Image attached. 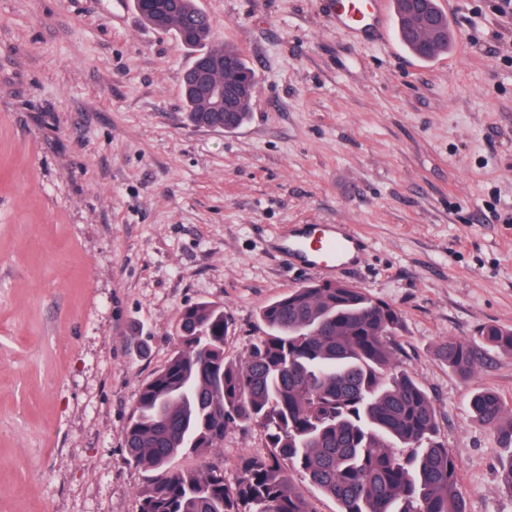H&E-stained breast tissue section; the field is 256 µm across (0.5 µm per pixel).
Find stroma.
<instances>
[{
  "mask_svg": "<svg viewBox=\"0 0 512 512\" xmlns=\"http://www.w3.org/2000/svg\"><path fill=\"white\" fill-rule=\"evenodd\" d=\"M448 52L352 42L325 0H199L211 42L254 69L250 118L192 126V56L111 0H0V512H137L152 473L125 431L168 360L177 315L222 304L224 352L264 332L260 308L313 281L276 255L292 224H348L366 253L333 278L402 315L401 360L432 397L466 512H512L507 454L474 391L512 409V11L445 0ZM470 340V379L441 358ZM233 430L203 459L236 481L266 454Z\"/></svg>",
  "mask_w": 512,
  "mask_h": 512,
  "instance_id": "stroma-1",
  "label": "stroma"
}]
</instances>
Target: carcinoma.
<instances>
[{
    "label": "carcinoma",
    "instance_id": "cac0c4a2",
    "mask_svg": "<svg viewBox=\"0 0 512 512\" xmlns=\"http://www.w3.org/2000/svg\"><path fill=\"white\" fill-rule=\"evenodd\" d=\"M396 5L403 46L413 55L430 61L448 50L452 33L437 0H426L437 32L425 46L416 37L418 16L405 0ZM202 13L196 0H180L161 30L194 56L233 58L256 80L238 50L211 44ZM181 89L192 125L223 119L186 83ZM260 319L264 334L233 360L224 354V307L205 301L179 312L172 353L142 385L125 433L126 459L154 472L137 494L138 512H312L290 467L333 497L338 512H465L435 406L399 365L397 309L360 288L313 281L266 303ZM482 335L512 353V329L487 326ZM442 355L461 377L474 373L467 340L448 341ZM470 411L512 451V416L498 393L475 392ZM251 425L264 429L271 452L244 457L235 483L214 464L169 469L176 454L210 453L228 431ZM396 446L409 457L393 452Z\"/></svg>",
    "mask_w": 512,
    "mask_h": 512
}]
</instances>
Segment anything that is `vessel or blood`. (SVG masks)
<instances>
[{"label": "vessel or blood", "instance_id": "vessel-or-blood-1", "mask_svg": "<svg viewBox=\"0 0 512 512\" xmlns=\"http://www.w3.org/2000/svg\"><path fill=\"white\" fill-rule=\"evenodd\" d=\"M337 27L356 37H389L393 8L390 0H326ZM364 241L347 224L305 225L289 234L279 252L283 261L303 262L320 275L330 274L349 253H362Z\"/></svg>", "mask_w": 512, "mask_h": 512}]
</instances>
